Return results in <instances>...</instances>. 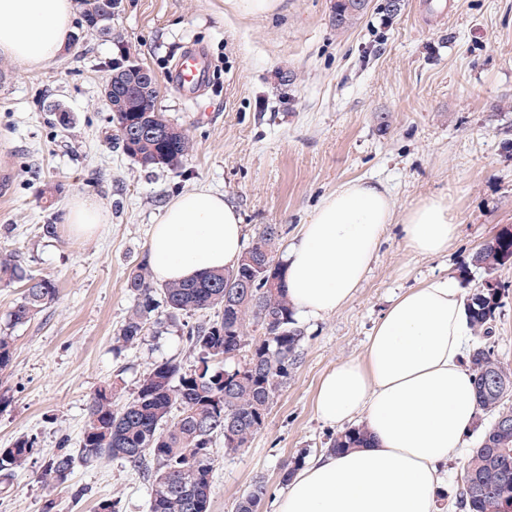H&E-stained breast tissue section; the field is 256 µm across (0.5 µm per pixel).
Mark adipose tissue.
Returning a JSON list of instances; mask_svg holds the SVG:
<instances>
[{
	"label": "adipose tissue",
	"mask_w": 512,
	"mask_h": 512,
	"mask_svg": "<svg viewBox=\"0 0 512 512\" xmlns=\"http://www.w3.org/2000/svg\"><path fill=\"white\" fill-rule=\"evenodd\" d=\"M74 0H0V56L40 68L72 34ZM74 236L109 220L105 205L77 198ZM401 222L413 253L447 252L458 224L446 199L429 197L396 214L386 188L351 180L324 196L282 257L297 316L318 319L354 294L388 224ZM245 245L240 212L198 187L169 201L153 226L155 279L178 282L237 265ZM472 334L466 296L436 279L392 301L368 339L364 359L341 362L321 380L315 408L330 425L359 423L370 444L311 458L289 482L276 512H439L448 456L463 445L479 407L463 360Z\"/></svg>",
	"instance_id": "1"
}]
</instances>
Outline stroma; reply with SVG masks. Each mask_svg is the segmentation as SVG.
Returning <instances> with one entry per match:
<instances>
[{"mask_svg": "<svg viewBox=\"0 0 512 512\" xmlns=\"http://www.w3.org/2000/svg\"><path fill=\"white\" fill-rule=\"evenodd\" d=\"M384 0L345 32L332 24L335 0H277L245 15L225 0H118L106 37L80 40L50 65L24 70L0 56V251L19 254L50 276L56 301L16 328L0 391V448L34 435L36 453L0 496V512H43L37 481L67 443L78 451L91 392L117 382L118 399L135 391L154 361L194 363L183 325L115 349L114 336L134 298L130 268L148 253L152 224L178 194L205 186L237 207L248 240L279 225L288 246L322 197L366 179L390 192L396 212L443 196L458 215L446 254L422 258L391 224L365 279L335 313L301 321L302 355L249 448L218 456L210 512H235L264 479L262 512H275L279 471L320 454L335 429L315 411L322 377L365 354L390 301L426 279L453 278L471 290L476 251L512 226V0H403L392 16ZM205 52L206 89L187 98L169 84L185 50ZM131 56L160 87L158 106L195 143L177 170L144 168L116 140L102 100L107 67ZM71 122L61 126L59 113ZM100 199L109 221L92 236H71L68 207ZM58 227L44 237L45 224ZM149 483L120 460L77 464L59 489L56 512H95L103 498L120 512H149Z\"/></svg>", "mask_w": 512, "mask_h": 512, "instance_id": "obj_1", "label": "stroma"}]
</instances>
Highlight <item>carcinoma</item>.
<instances>
[{
    "mask_svg": "<svg viewBox=\"0 0 512 512\" xmlns=\"http://www.w3.org/2000/svg\"><path fill=\"white\" fill-rule=\"evenodd\" d=\"M83 21L101 34L110 31V19H99L97 0H81ZM333 25L351 27L364 11L355 0H336ZM131 76L120 74L113 84L127 94L123 112L112 122L131 130L154 125L156 137L132 142L129 157L145 168H177L193 151L187 133L170 123L158 108V95L149 84L126 93ZM281 236L276 224L264 225L237 267L210 272L201 278L157 284L147 259L131 269L126 288L134 303L120 326L117 342L140 344L149 329L161 335L183 315L217 310L214 319L187 330L186 341L195 364L186 367L175 359L152 363L131 397L117 401L114 387L100 386L90 394L78 454L60 448L38 476L43 490L52 494L63 487L81 460H122L147 473L149 512H209L217 441L224 454L249 447L265 426L276 392L288 379L301 356L304 332L297 326L284 285L282 262L276 259ZM512 262V229L505 227L475 252L473 266L489 274ZM25 282L23 297L0 327V372L13 361L12 329L24 326L55 301L56 283L48 276L26 272L18 256L0 252V282ZM505 286L475 284L467 297L471 326L481 342L469 350L476 397L489 420L478 425L476 447L463 468L455 508L459 512H512V368L496 356L486 339L503 306ZM258 335L248 338V327ZM362 426L328 437V451L336 453L368 444ZM38 447V437L24 435L9 448H0V493H8L18 470ZM268 495L258 479L242 496L237 512H260Z\"/></svg>",
    "mask_w": 512,
    "mask_h": 512,
    "instance_id": "1",
    "label": "carcinoma"
}]
</instances>
